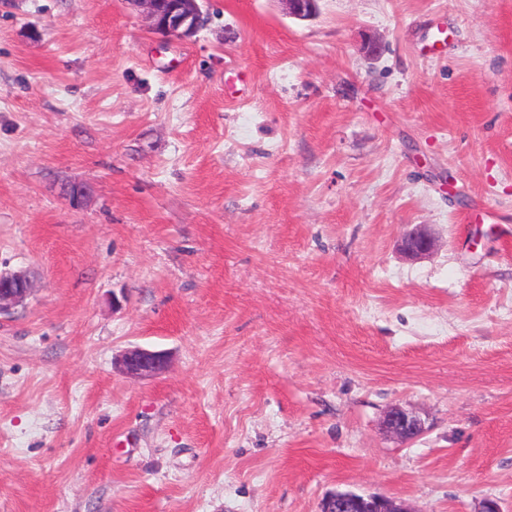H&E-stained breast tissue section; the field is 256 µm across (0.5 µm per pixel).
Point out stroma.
Masks as SVG:
<instances>
[{
  "instance_id": "1",
  "label": "stroma",
  "mask_w": 512,
  "mask_h": 512,
  "mask_svg": "<svg viewBox=\"0 0 512 512\" xmlns=\"http://www.w3.org/2000/svg\"><path fill=\"white\" fill-rule=\"evenodd\" d=\"M206 8L0 0V512H512V0ZM137 7L149 28L167 37L188 38L206 26L208 13L204 0H127ZM436 247L435 239L422 229H413L401 241V250L411 257L425 256ZM13 274L0 271V314L21 303L32 288H21L12 283ZM164 364L162 354L139 347L127 350L119 360L120 370L133 377L155 374L163 369ZM384 428L387 433L407 441L420 436L424 432V422L415 414L399 407L391 409L385 417ZM321 512H410L394 500L375 495L336 492L322 503Z\"/></svg>"
}]
</instances>
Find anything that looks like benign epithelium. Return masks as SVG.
<instances>
[{"instance_id": "7a95c632", "label": "benign epithelium", "mask_w": 512, "mask_h": 512, "mask_svg": "<svg viewBox=\"0 0 512 512\" xmlns=\"http://www.w3.org/2000/svg\"><path fill=\"white\" fill-rule=\"evenodd\" d=\"M137 7L149 28L167 37L188 38L206 26L208 13L202 8L204 0H127ZM288 15L307 19L317 12L318 0H282ZM436 247L435 239L422 229L407 233L401 241V250L411 257L425 256ZM13 274L0 271V314L21 303L30 289L12 283ZM165 364L162 354L143 348L126 351L119 360L120 370L129 376L143 377L159 372ZM386 432L407 441L424 432V422L415 414L399 407L385 417ZM321 512H407L394 500L375 495L336 492L322 503Z\"/></svg>"}]
</instances>
